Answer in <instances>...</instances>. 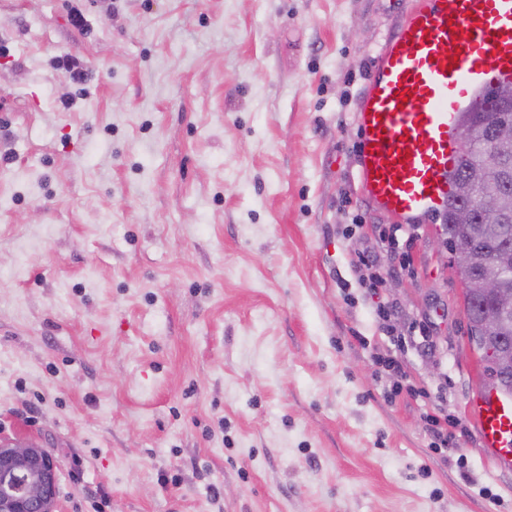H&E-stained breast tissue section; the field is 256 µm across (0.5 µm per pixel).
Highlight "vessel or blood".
Masks as SVG:
<instances>
[{
    "label": "vessel or blood",
    "instance_id": "vessel-or-blood-1",
    "mask_svg": "<svg viewBox=\"0 0 512 512\" xmlns=\"http://www.w3.org/2000/svg\"><path fill=\"white\" fill-rule=\"evenodd\" d=\"M496 79H512V0H415L381 47L356 115L366 200L408 224L444 210L460 113ZM469 408L491 459L511 466L512 398L481 386Z\"/></svg>",
    "mask_w": 512,
    "mask_h": 512
}]
</instances>
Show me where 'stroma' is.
<instances>
[{
    "mask_svg": "<svg viewBox=\"0 0 512 512\" xmlns=\"http://www.w3.org/2000/svg\"><path fill=\"white\" fill-rule=\"evenodd\" d=\"M412 3L0 0V436L62 512H512L442 220L359 180Z\"/></svg>",
    "mask_w": 512,
    "mask_h": 512,
    "instance_id": "35a3bbf8",
    "label": "stroma"
}]
</instances>
